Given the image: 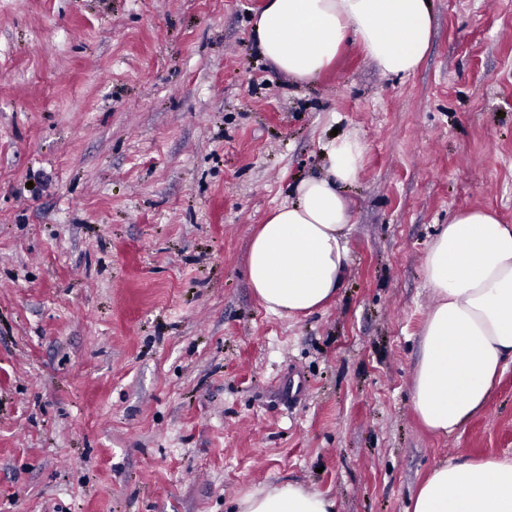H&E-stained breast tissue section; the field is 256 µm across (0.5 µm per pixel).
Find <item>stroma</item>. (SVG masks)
I'll return each mask as SVG.
<instances>
[{
  "mask_svg": "<svg viewBox=\"0 0 512 512\" xmlns=\"http://www.w3.org/2000/svg\"><path fill=\"white\" fill-rule=\"evenodd\" d=\"M420 67L355 44L310 83L264 0H0V512H232L292 482L408 512L432 468L512 455V366L455 435L411 387L423 260L459 212L512 224V0H431ZM367 150L333 302L268 312L251 236Z\"/></svg>",
  "mask_w": 512,
  "mask_h": 512,
  "instance_id": "1",
  "label": "stroma"
}]
</instances>
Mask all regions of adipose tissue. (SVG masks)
<instances>
[{"mask_svg":"<svg viewBox=\"0 0 512 512\" xmlns=\"http://www.w3.org/2000/svg\"><path fill=\"white\" fill-rule=\"evenodd\" d=\"M428 0H266L252 32L261 55L288 79L323 73L355 40L384 75L416 71L431 44ZM322 175L301 180L252 237L247 276L267 311L290 317L339 293L350 260L351 203L343 186L361 173L366 146L348 132L327 141ZM434 302L421 332L413 410L440 435L456 433L487 403L512 364V225L483 209L457 214L423 263ZM238 512H335L324 494L295 484L243 495ZM412 512H512V457H458L436 465Z\"/></svg>","mask_w":512,"mask_h":512,"instance_id":"1","label":"adipose tissue"}]
</instances>
